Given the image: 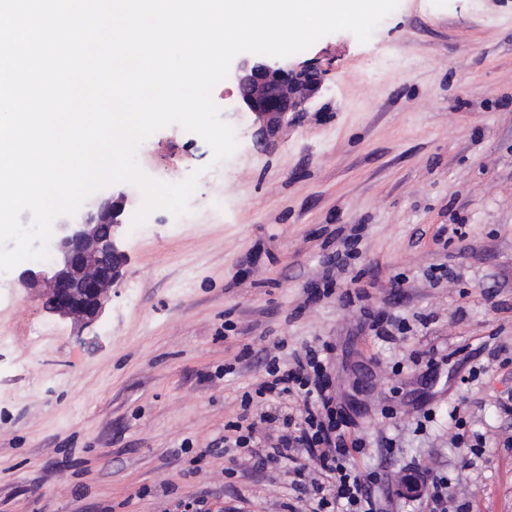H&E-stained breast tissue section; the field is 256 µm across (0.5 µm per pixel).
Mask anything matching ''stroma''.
<instances>
[{
	"instance_id": "obj_1",
	"label": "stroma",
	"mask_w": 512,
	"mask_h": 512,
	"mask_svg": "<svg viewBox=\"0 0 512 512\" xmlns=\"http://www.w3.org/2000/svg\"><path fill=\"white\" fill-rule=\"evenodd\" d=\"M288 61L325 83L275 139L223 81L231 157L176 124L140 145L146 175L197 187L189 214L125 224L94 323L0 273V512H313L303 449L261 465L224 437L257 419L260 349L286 364L320 340L384 512H430L401 497L409 473L445 479L449 512H512V0H400L368 42L336 32ZM355 227L358 259L328 272Z\"/></svg>"
}]
</instances>
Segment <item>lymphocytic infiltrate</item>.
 <instances>
[{
    "label": "lymphocytic infiltrate",
    "mask_w": 512,
    "mask_h": 512,
    "mask_svg": "<svg viewBox=\"0 0 512 512\" xmlns=\"http://www.w3.org/2000/svg\"><path fill=\"white\" fill-rule=\"evenodd\" d=\"M332 351V344L325 341L294 354L288 366L282 367L276 360H269L268 379L256 388V396H296L302 423L295 432L278 435L276 445L267 448L264 456L268 459L281 457L289 449H304L331 480L327 488L318 483L312 486L314 493L320 496L319 506L332 501L340 506L341 512H375L372 486L377 480L376 474L348 465L364 443L360 437L351 435L346 420L334 406L336 394L328 372Z\"/></svg>",
    "instance_id": "lymphocytic-infiltrate-1"
}]
</instances>
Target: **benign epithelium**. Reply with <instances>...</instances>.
<instances>
[{"label":"benign epithelium","mask_w":512,"mask_h":512,"mask_svg":"<svg viewBox=\"0 0 512 512\" xmlns=\"http://www.w3.org/2000/svg\"><path fill=\"white\" fill-rule=\"evenodd\" d=\"M237 106L252 113L259 131L274 135L288 124V114L311 102L323 86L322 72L266 56L240 59L231 69ZM128 196L119 192L56 223V259L48 270H22L18 283L48 286L46 308L62 319L91 324L104 312L112 286L123 277L127 254L123 218Z\"/></svg>","instance_id":"obj_1"}]
</instances>
